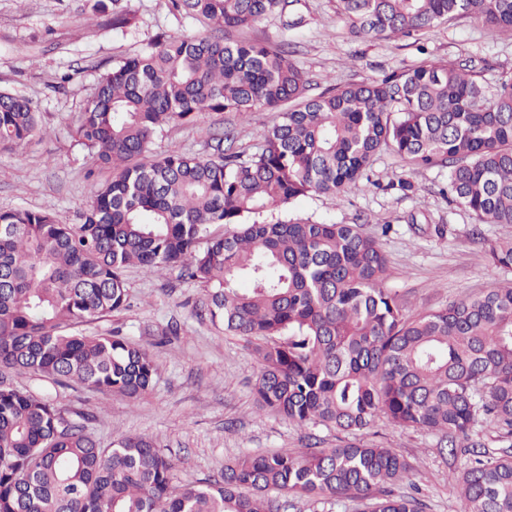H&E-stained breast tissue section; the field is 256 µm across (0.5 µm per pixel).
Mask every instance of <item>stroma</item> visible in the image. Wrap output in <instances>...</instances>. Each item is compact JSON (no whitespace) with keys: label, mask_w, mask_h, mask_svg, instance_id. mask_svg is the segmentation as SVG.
<instances>
[{"label":"stroma","mask_w":512,"mask_h":512,"mask_svg":"<svg viewBox=\"0 0 512 512\" xmlns=\"http://www.w3.org/2000/svg\"><path fill=\"white\" fill-rule=\"evenodd\" d=\"M95 5L96 0H0V91L32 100L44 129L22 145L0 146V211H46L60 223H76L95 185L109 176L73 132V119L99 76L116 60L144 51L158 34L205 31L196 19L172 11L168 0H121V7L138 18L135 27L123 30L96 14ZM234 36L287 43L292 61L317 93L425 59L468 61L491 87L512 75V37L467 17L437 24L420 36L354 37L336 20V0H295L284 14ZM272 119L269 112L246 120L230 112H205L193 124L158 133L150 153L209 157L213 135L227 127L234 129L237 147H249ZM402 179L411 182V190L399 189ZM447 179V168L415 170L387 150L377 156L368 179L343 198L312 193L266 219L361 225L378 237L391 271L386 285L408 312L438 309L512 280V270L492 265L487 254L491 243L512 237V224L476 225L464 208L441 194ZM125 278L128 310L79 330L101 335L118 328L148 349L157 375L147 394L131 401L79 384L53 386L28 374L11 372L8 380L48 392L65 412L85 414L88 432L102 447L123 435L150 437L174 462L179 486L219 476L227 461L243 454L294 452L315 440L325 448L335 445L333 429L300 427L257 409L252 387L259 363L253 344L210 321L203 284L177 267L161 275L135 267ZM356 438L394 449L413 465L412 482L400 491L420 498L424 512H462L457 487L469 458L450 457L439 435L380 422Z\"/></svg>","instance_id":"stroma-1"}]
</instances>
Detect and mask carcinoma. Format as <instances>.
<instances>
[{
  "label": "carcinoma",
  "mask_w": 512,
  "mask_h": 512,
  "mask_svg": "<svg viewBox=\"0 0 512 512\" xmlns=\"http://www.w3.org/2000/svg\"><path fill=\"white\" fill-rule=\"evenodd\" d=\"M204 19V38L161 35L98 80L75 132L112 170L77 224L43 211L0 212V369L78 383L132 401L154 385L144 347L71 326L128 307L125 272L184 276L208 289L207 314L255 340L258 409L350 435L384 420L437 432L472 459L463 512H512V453L479 451L477 426L512 434V281L412 315L384 287L388 260L357 224L262 217L308 194L342 197L390 150L414 166L448 167V198L479 224H512V76L486 90L473 67L423 61L311 93L280 46L233 40L290 0H171ZM355 36L399 38L469 17L512 35V0H337ZM136 23L114 8V29ZM274 118L255 150L146 159L154 135L204 112ZM29 99L0 91V143L39 133ZM512 269V240L489 249ZM246 279L251 287L241 289ZM174 464L143 436L102 448L53 400L0 376V512H280L265 497L343 495L370 512H423L393 486L409 479L391 448L341 441L242 455L220 476L174 485Z\"/></svg>",
  "instance_id": "cac0c4a2"
}]
</instances>
